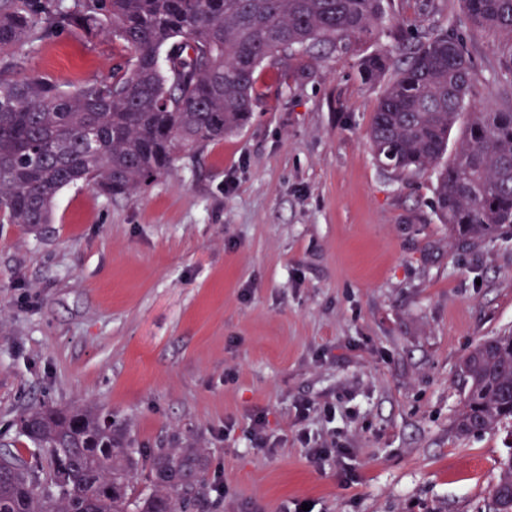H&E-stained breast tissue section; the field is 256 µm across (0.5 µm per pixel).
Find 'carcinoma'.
Here are the masks:
<instances>
[{
  "mask_svg": "<svg viewBox=\"0 0 512 512\" xmlns=\"http://www.w3.org/2000/svg\"><path fill=\"white\" fill-rule=\"evenodd\" d=\"M471 34L512 37V0H462ZM381 0H0V221H53L57 196L84 182L112 199L135 195L194 154L241 129L257 101L256 69L288 56L297 76L321 54H353L381 19ZM66 27L107 29L127 54L112 74L73 89L17 79V45ZM388 78L368 136L400 174L434 177L432 206L448 236L489 239L512 229V103L469 107L474 59L460 33L359 59ZM461 137L448 150L453 128ZM460 436L512 422V334L465 358ZM35 460L0 452V512H129L137 449L112 414L32 407L18 421ZM153 489L137 512H193L205 485L192 448L153 452ZM490 512H512V457L501 462Z\"/></svg>",
  "mask_w": 512,
  "mask_h": 512,
  "instance_id": "cac0c4a2",
  "label": "carcinoma"
}]
</instances>
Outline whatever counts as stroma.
<instances>
[{"label": "stroma", "mask_w": 512, "mask_h": 512, "mask_svg": "<svg viewBox=\"0 0 512 512\" xmlns=\"http://www.w3.org/2000/svg\"><path fill=\"white\" fill-rule=\"evenodd\" d=\"M365 51L465 31L461 0H382ZM507 39L470 36L473 105L500 107ZM76 28L16 48L25 75L73 87L125 55ZM249 123L132 199L77 184L52 223L0 224V442L31 446L19 415L54 404L117 415L149 456L192 448L205 512H484L512 432L459 436L462 364L512 331V233L449 238L430 177L382 167L368 129L383 82L355 55L327 54L302 79L275 56L256 72ZM313 436L353 448L352 479L308 464ZM265 414L277 451L245 438ZM235 432L224 437L225 419ZM224 485L217 493L216 485Z\"/></svg>", "instance_id": "35a3bbf8"}]
</instances>
